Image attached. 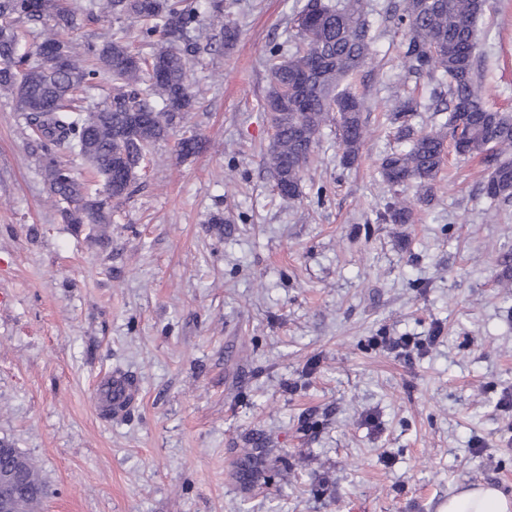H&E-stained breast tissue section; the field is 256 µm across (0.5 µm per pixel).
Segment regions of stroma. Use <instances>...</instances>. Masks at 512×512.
I'll use <instances>...</instances> for the list:
<instances>
[{"label": "stroma", "instance_id": "stroma-1", "mask_svg": "<svg viewBox=\"0 0 512 512\" xmlns=\"http://www.w3.org/2000/svg\"><path fill=\"white\" fill-rule=\"evenodd\" d=\"M390 2L366 0L378 38L352 81L373 134L347 166L326 127L294 202L266 166L265 57L307 0H224L235 41L202 32L201 94L103 230L64 223L0 94V440L37 465L40 512H438L464 484L512 494V202L491 206L480 158L450 152L414 223H377L397 96L418 102L416 129L446 120V78L404 75ZM492 4L477 83L512 113V0ZM190 136L203 148L181 156ZM108 375L135 390L113 415L95 399ZM247 448L267 454L243 483Z\"/></svg>", "mask_w": 512, "mask_h": 512}]
</instances>
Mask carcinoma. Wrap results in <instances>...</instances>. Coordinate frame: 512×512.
Wrapping results in <instances>:
<instances>
[{
    "label": "carcinoma",
    "instance_id": "1",
    "mask_svg": "<svg viewBox=\"0 0 512 512\" xmlns=\"http://www.w3.org/2000/svg\"><path fill=\"white\" fill-rule=\"evenodd\" d=\"M491 8V0H402V9H390L403 32L406 75L447 76L435 111L448 117L441 130L421 132L411 125L417 111L412 97L392 109L397 147L379 165L390 193L380 220L412 223L416 205L433 191L447 140L459 155H484L488 174L482 193L490 202L512 200V113L492 109L475 79L476 26ZM2 16L9 27L0 28V91L13 98L15 111L36 137L50 200L61 207L67 224H108L110 207L74 178L49 145L83 158L112 180V197H126L156 143L193 107L187 65L201 47L192 32L205 24L227 44L237 35L224 16V0H207L202 7L188 0H90L78 10L66 0H42L38 10L30 0H0ZM109 17L144 21L151 54L131 52L118 32L100 46L72 42L76 28ZM18 22L42 25L39 47L62 49L59 65L28 62L19 50ZM293 30L292 50L275 48L266 59L270 85L263 103L273 128L266 164L277 193L288 201L302 196L304 173L329 123L336 122L344 164L357 160L370 129L365 100L347 81L372 59L376 41L365 0H308ZM100 76L111 81L112 95L102 104L84 101L78 92ZM411 186L418 192L413 198L407 194ZM5 469L24 478L13 512H36L45 490L36 465L13 448L0 458V471Z\"/></svg>",
    "mask_w": 512,
    "mask_h": 512
}]
</instances>
